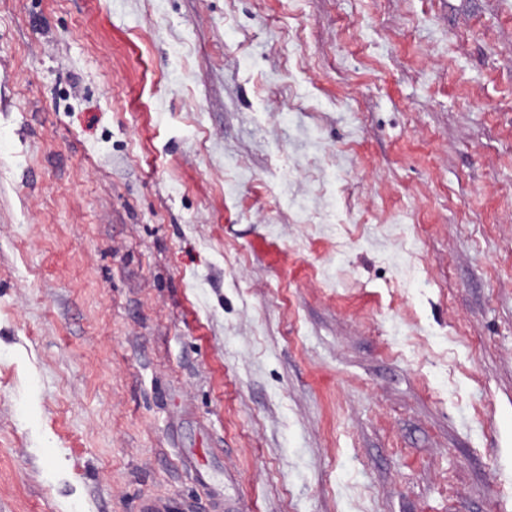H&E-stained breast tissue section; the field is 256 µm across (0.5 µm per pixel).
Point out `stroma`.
<instances>
[{
  "label": "stroma",
  "instance_id": "1",
  "mask_svg": "<svg viewBox=\"0 0 512 512\" xmlns=\"http://www.w3.org/2000/svg\"><path fill=\"white\" fill-rule=\"evenodd\" d=\"M512 512V0H0V512Z\"/></svg>",
  "mask_w": 512,
  "mask_h": 512
}]
</instances>
